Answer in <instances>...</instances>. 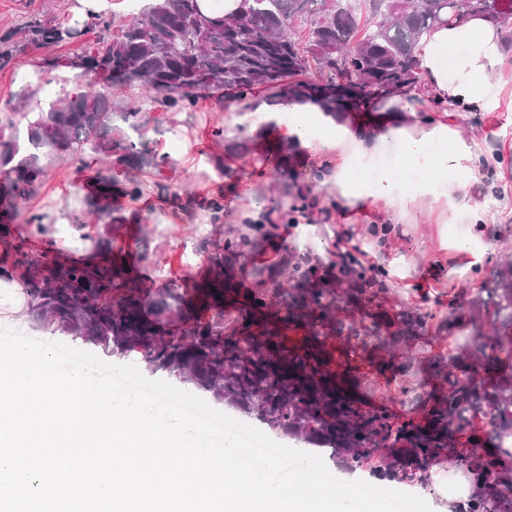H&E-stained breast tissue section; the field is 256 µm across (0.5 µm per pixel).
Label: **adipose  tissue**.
Returning <instances> with one entry per match:
<instances>
[{
	"mask_svg": "<svg viewBox=\"0 0 512 512\" xmlns=\"http://www.w3.org/2000/svg\"><path fill=\"white\" fill-rule=\"evenodd\" d=\"M419 82L365 111L342 114L314 101H291L235 112L230 127L256 138L282 133L293 158L324 172L328 198L342 220L367 227L390 223L370 246L387 249L403 216L438 212L484 228L489 216L469 197L478 177L479 145L461 125L471 112L500 109L502 86L492 78L501 62L502 33L485 18L439 25L416 48Z\"/></svg>",
	"mask_w": 512,
	"mask_h": 512,
	"instance_id": "1",
	"label": "adipose tissue"
}]
</instances>
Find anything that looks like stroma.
I'll use <instances>...</instances> for the list:
<instances>
[{"label": "stroma", "instance_id": "1", "mask_svg": "<svg viewBox=\"0 0 512 512\" xmlns=\"http://www.w3.org/2000/svg\"><path fill=\"white\" fill-rule=\"evenodd\" d=\"M76 0H0V36L22 27L32 17L73 24L72 8ZM77 44L54 47H28L9 67L0 70V117L9 118L15 94L25 71L45 60L73 56ZM228 101L210 97L199 101L194 110L170 112L161 104H152L147 112L150 123L147 137L158 155L166 159L159 169L147 175V190L136 202L126 203L123 210L127 223L118 225L114 234L117 245L129 253L131 264L144 276L148 286L158 288L171 283L183 288L200 277L208 265L215 234L202 209L193 214L182 212L187 195L205 200L216 193L224 195V224L232 226L250 205H269V184L275 179L274 154L267 146L240 136L241 147L229 152L224 141L215 139L213 130L227 127ZM465 128L474 135L482 154H500L492 179L471 184L469 194L484 202L493 220L483 236L479 264L491 272L502 254H512V112H475L469 114ZM222 156L215 165L214 156ZM46 176L41 188L30 199L21 201V209L38 214L50 229L63 258L81 259L87 243L84 234L94 233L93 225L75 226V215L87 207L86 181L89 170L73 162L46 159ZM442 225L433 220L405 225L395 250L366 254L365 264L382 267L406 265L408 277L391 280L380 303L397 311L428 308L447 313L458 301H465L467 311L483 308L489 299L479 281L470 279L466 257L452 255L440 263ZM425 282L426 290H413L416 282ZM470 329L456 328L440 336H421L411 345L416 360L441 355L458 356ZM337 365L359 367L369 376L371 385L365 394L369 407L384 408L393 420L416 416L413 395L401 393L394 374L371 365L354 341L343 336L331 338Z\"/></svg>", "mask_w": 512, "mask_h": 512}]
</instances>
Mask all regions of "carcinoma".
<instances>
[{"label": "carcinoma", "mask_w": 512, "mask_h": 512, "mask_svg": "<svg viewBox=\"0 0 512 512\" xmlns=\"http://www.w3.org/2000/svg\"><path fill=\"white\" fill-rule=\"evenodd\" d=\"M497 17L496 0H464L453 23L472 13ZM448 23L446 0H241L239 11L215 17L201 0H148L130 20L96 15L95 26L107 32L94 48L74 55L77 67L104 71L102 81L73 78L49 107L29 93L15 95L13 112L26 121L9 136L0 134V242L13 253L0 266V279L13 270L31 271L25 278L26 315L39 327L99 347L112 355L137 354L149 368L162 371L203 391L276 434L330 451L351 470L402 483L427 480L428 464L447 458L471 477L474 493L467 512H512V473L501 471L497 458L475 454L482 432L473 420L489 417L499 447L512 438V380L488 390L478 388L466 363L448 376L445 358H433L428 372L448 380V394L431 400L417 394L419 417L394 421L383 409L362 407L364 383L359 367H332L327 336L356 331L345 323L341 303H371L389 288L379 267L356 255L338 254L332 279L309 253H285L289 287L262 268L253 283L241 288L225 272L252 250L254 237L271 226L293 224L296 216L324 213L321 198L279 159L280 189L292 198L286 210L273 205L250 232L224 235L209 257L208 274L178 291L157 292L143 285L122 249L112 243V225L121 223L120 200L135 202L144 194V175L164 158L144 140L149 118L143 106L112 111L116 91L137 89L146 100L172 112L194 107L214 89L234 92L242 102L263 87L271 103L313 100L328 112L360 110L419 80L414 49L434 26ZM81 37L76 27L38 17L22 36H0V70L30 45L59 46ZM119 119L122 125L114 124ZM97 169L89 214L104 227L97 245L108 258L97 264L73 260L62 264L54 241L34 257L12 241L18 201L37 193L45 178L47 155L78 161ZM202 207L209 223L224 226L221 197L202 202L189 196L184 209ZM490 283L496 294L493 311L485 312L493 335L482 332L471 317L473 340L482 360L496 371L512 364V259L497 264ZM458 309L441 320L431 312L400 310L381 314L364 326L365 337H382L394 346L465 320ZM303 336L293 338V333ZM402 392L416 374L414 359L402 355L393 364ZM467 434L470 448L452 444Z\"/></svg>", "instance_id": "obj_1"}]
</instances>
